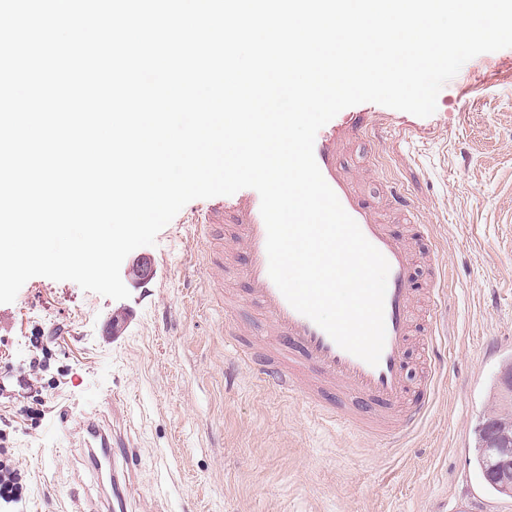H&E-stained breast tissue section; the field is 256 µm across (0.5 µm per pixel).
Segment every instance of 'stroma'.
<instances>
[{
	"instance_id": "obj_1",
	"label": "stroma",
	"mask_w": 512,
	"mask_h": 512,
	"mask_svg": "<svg viewBox=\"0 0 512 512\" xmlns=\"http://www.w3.org/2000/svg\"><path fill=\"white\" fill-rule=\"evenodd\" d=\"M382 114L345 162L379 163L401 184L445 274L442 370L405 445L322 422L302 394L235 366L237 346L260 347L267 326L232 266L209 287L192 201L134 250L153 275L129 298L38 276L0 304V461L22 485L0 512H105L77 431L88 418L139 456L138 512H512L472 454L512 361V48L466 62L432 115Z\"/></svg>"
}]
</instances>
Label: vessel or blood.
<instances>
[{"label":"vessel or blood","mask_w":512,"mask_h":512,"mask_svg":"<svg viewBox=\"0 0 512 512\" xmlns=\"http://www.w3.org/2000/svg\"><path fill=\"white\" fill-rule=\"evenodd\" d=\"M384 118L367 109L349 113L340 122L324 125L317 133L314 156L328 185L364 236L387 259L390 271L384 302L386 340L378 365L372 366L341 349L312 320L296 311L268 273L266 227L259 193L244 188L194 215L191 225L209 245L200 258L216 277L224 275V244L214 239V227L230 225L229 241L240 244L242 259L237 274L247 294L271 328L273 342L267 352L238 349L239 362L251 366L258 380L279 392L303 393L308 405L329 423L340 422L367 435L391 442L403 441L421 424L432 395V377L440 363L438 311L442 274L430 266L431 286L423 311L425 335L421 358L423 390L411 398L405 364L414 323L412 281L417 264L412 249L396 238L375 205L365 198L341 158L351 141L376 135ZM387 196L394 211L413 221L415 210L395 181H387ZM95 474L109 472L112 485L127 480L137 458L121 451L123 437L99 421L89 419L79 427Z\"/></svg>","instance_id":"vessel-or-blood-1"}]
</instances>
